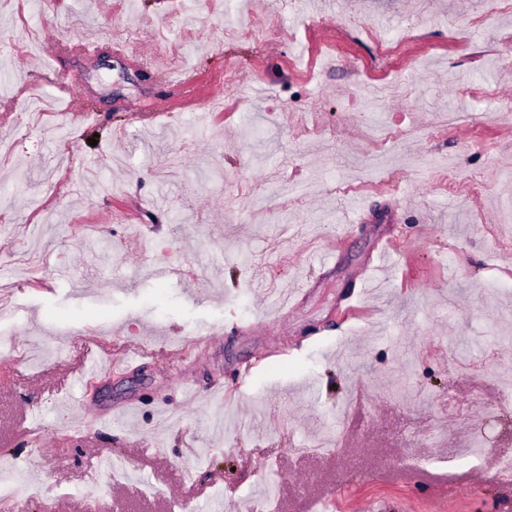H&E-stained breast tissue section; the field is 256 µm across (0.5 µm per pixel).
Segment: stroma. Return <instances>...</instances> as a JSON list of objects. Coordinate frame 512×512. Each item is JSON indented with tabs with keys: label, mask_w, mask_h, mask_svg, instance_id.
<instances>
[{
	"label": "stroma",
	"mask_w": 512,
	"mask_h": 512,
	"mask_svg": "<svg viewBox=\"0 0 512 512\" xmlns=\"http://www.w3.org/2000/svg\"><path fill=\"white\" fill-rule=\"evenodd\" d=\"M320 2L0 0L21 512H512V10Z\"/></svg>",
	"instance_id": "obj_1"
}]
</instances>
